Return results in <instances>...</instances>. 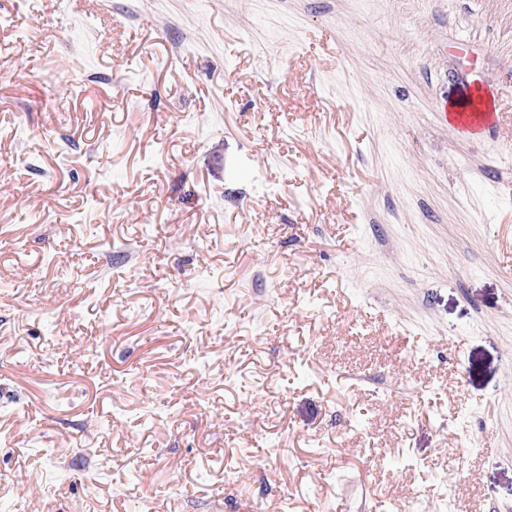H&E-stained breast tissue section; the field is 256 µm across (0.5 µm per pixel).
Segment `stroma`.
Here are the masks:
<instances>
[{
  "mask_svg": "<svg viewBox=\"0 0 512 512\" xmlns=\"http://www.w3.org/2000/svg\"><path fill=\"white\" fill-rule=\"evenodd\" d=\"M193 503L512 512V0H0V512ZM446 106L447 104L443 106L446 117L449 118V121L452 124L458 126H473L485 129L493 123L495 118V114L493 112L488 114L475 112L477 108H480L477 94L472 96L469 107L461 112H451L448 114Z\"/></svg>",
  "mask_w": 512,
  "mask_h": 512,
  "instance_id": "stroma-1",
  "label": "stroma"
}]
</instances>
